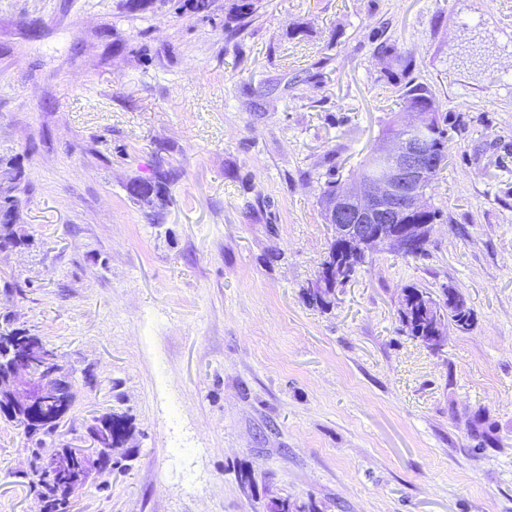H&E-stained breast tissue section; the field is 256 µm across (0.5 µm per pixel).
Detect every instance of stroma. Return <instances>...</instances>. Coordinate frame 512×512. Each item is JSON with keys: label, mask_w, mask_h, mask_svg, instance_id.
<instances>
[{"label": "stroma", "mask_w": 512, "mask_h": 512, "mask_svg": "<svg viewBox=\"0 0 512 512\" xmlns=\"http://www.w3.org/2000/svg\"><path fill=\"white\" fill-rule=\"evenodd\" d=\"M234 2L0 0V172L34 241L0 251V326L74 380L56 447L132 423L123 471L71 512H512V0H259L243 21ZM476 34L490 66L466 71ZM410 80L449 125L427 255L377 250L320 310L324 184ZM161 169L162 202H136ZM447 282L474 324L433 350L398 302ZM35 449L0 417V512H44Z\"/></svg>", "instance_id": "35a3bbf8"}]
</instances>
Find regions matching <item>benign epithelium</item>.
<instances>
[{
	"label": "benign epithelium",
	"instance_id": "7a95c632",
	"mask_svg": "<svg viewBox=\"0 0 512 512\" xmlns=\"http://www.w3.org/2000/svg\"><path fill=\"white\" fill-rule=\"evenodd\" d=\"M378 159L373 176L350 178L339 183L325 199L333 241L345 243L336 250L327 278L346 280L349 269L358 267L380 246L395 248L406 257L425 249L433 231L431 224H408L406 219L430 209L431 172L446 163L432 147L426 115L406 113L374 149ZM10 389L30 414L49 395H63L72 379L53 349L44 344L23 349L9 365Z\"/></svg>",
	"mask_w": 512,
	"mask_h": 512
}]
</instances>
